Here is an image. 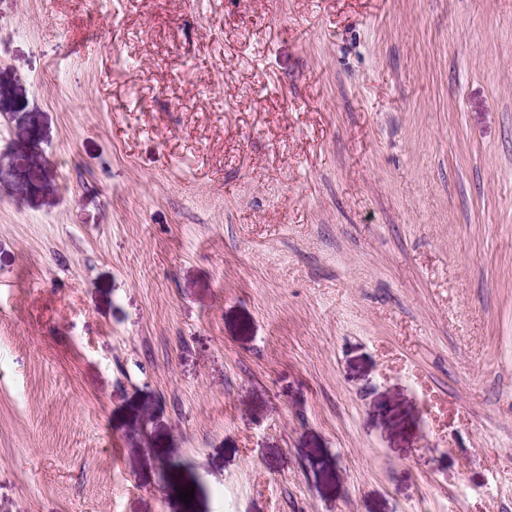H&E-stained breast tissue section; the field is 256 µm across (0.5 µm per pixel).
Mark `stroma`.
<instances>
[{"label": "stroma", "mask_w": 512, "mask_h": 512, "mask_svg": "<svg viewBox=\"0 0 512 512\" xmlns=\"http://www.w3.org/2000/svg\"><path fill=\"white\" fill-rule=\"evenodd\" d=\"M0 512H512V0H0Z\"/></svg>", "instance_id": "obj_1"}]
</instances>
